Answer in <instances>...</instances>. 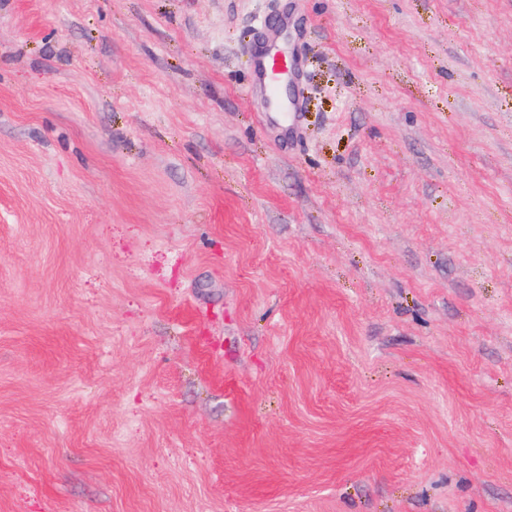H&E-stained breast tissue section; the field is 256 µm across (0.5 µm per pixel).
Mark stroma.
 <instances>
[{
  "instance_id": "stroma-1",
  "label": "stroma",
  "mask_w": 512,
  "mask_h": 512,
  "mask_svg": "<svg viewBox=\"0 0 512 512\" xmlns=\"http://www.w3.org/2000/svg\"><path fill=\"white\" fill-rule=\"evenodd\" d=\"M0 512H512V0H0ZM281 58L273 56L271 53H261L258 55L256 79L258 82L267 89L268 94L274 97L278 90L275 89V84L278 76L282 73L277 66Z\"/></svg>"
}]
</instances>
